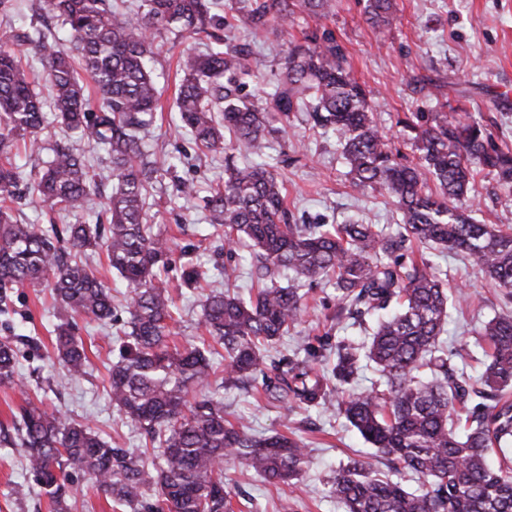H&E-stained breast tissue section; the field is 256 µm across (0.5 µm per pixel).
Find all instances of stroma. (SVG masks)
Wrapping results in <instances>:
<instances>
[{
    "label": "stroma",
    "mask_w": 512,
    "mask_h": 512,
    "mask_svg": "<svg viewBox=\"0 0 512 512\" xmlns=\"http://www.w3.org/2000/svg\"><path fill=\"white\" fill-rule=\"evenodd\" d=\"M226 26L216 33L249 45L264 89L276 83L289 41L319 28L331 31L347 48L354 78L373 93L377 124L390 136L402 161L413 163L411 133L401 121L412 112H431L447 101H460L469 115L480 118L499 147L512 149V0H395L398 22L375 32L365 21V0H335L333 12L313 20L298 12L267 32H254L245 22L240 0H222ZM211 41L169 27L156 39L154 76L161 110L145 131L143 149L152 159H168L173 167L154 184L151 212L155 232L168 238L173 263L168 272L169 292L177 320L174 343H198L207 332L202 323L206 297L224 288L218 273L229 259L222 227L211 224L207 201L212 188L223 182L227 164L243 165L248 158L228 152L202 153L182 127L175 108L180 80L178 58L183 51L204 52ZM41 137L44 152L19 151L14 161L24 169L41 166L47 148L62 138L76 148L92 169L111 178L102 148L85 144L78 134L61 132L48 122ZM342 148L335 133L315 127L309 113L292 112L282 130L268 138L264 160L282 178L287 195L288 220L293 224H341L348 220L394 229L397 214L388 197L352 185ZM192 184V196L179 195L176 186ZM475 218L484 224L512 227V185L487 171L474 172L470 191ZM416 254L447 272L449 288L465 292L464 301L449 311L443 334L448 346L478 350L482 327L493 316L512 311L505 292L485 277L477 264L451 253L416 247ZM205 271L193 288L181 285L186 266ZM300 323L269 349L273 359L300 358L308 344L328 338H346L354 344L367 339L365 329L337 323L336 287L314 285L306 296ZM61 313L48 289L27 287L12 297L8 314L0 315V338L35 336L41 345L19 344L16 387L0 386V512H51L25 469V451L14 446L16 433L11 411L26 397L39 398L52 410L88 423L109 444L142 452L145 436L113 407L108 395V368L118 357L115 326L76 318V334L83 341L89 363L83 378L65 382L61 368L50 358L53 329ZM224 416L243 421L251 435L281 433L303 442L310 464L290 484H270L245 473L240 460L224 462L233 512H278L289 501L292 512H344L330 495V479L348 459L379 465L381 458L349 423L333 410H303L290 403H270L261 385L224 388Z\"/></svg>",
    "instance_id": "1"
}]
</instances>
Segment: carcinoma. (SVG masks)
I'll use <instances>...</instances> for the list:
<instances>
[{"label":"carcinoma","mask_w":512,"mask_h":512,"mask_svg":"<svg viewBox=\"0 0 512 512\" xmlns=\"http://www.w3.org/2000/svg\"><path fill=\"white\" fill-rule=\"evenodd\" d=\"M332 0H252L244 6L254 32L266 31L297 10L329 14ZM219 0H141L133 18L113 10L112 0H43L61 21L70 46L52 28L30 26L0 45V312L26 284L52 290L60 309L105 323L112 319L111 289L96 276L87 254L106 251L113 270L130 288L128 319L118 359L109 370L113 406L137 424L152 444L158 466L146 454L113 447L83 422L27 401L12 412L26 448V467L54 512H65L69 470H78L105 498L132 512H230L224 459L240 458L247 472L286 484L309 464L307 448L281 434L253 436L224 420V396L211 389L217 376L215 345L224 349V382L261 378L264 396L299 407H319L336 393L337 410L377 448L387 471L352 459L333 477L330 493L345 512H512V314L484 325L488 349L476 382L465 370L471 357L440 340L448 309L460 292L444 287V272L413 243L447 248L473 258L512 300V230L480 224L467 203L473 167L512 182V151L499 148L492 131L459 107L414 112L403 124L414 131L418 163L404 164L375 123L370 92L352 76L346 48L316 29L289 42L279 78L261 105L242 90L256 82L250 52L237 45L203 53L186 51L176 93L182 126L204 152L227 147L260 157L273 122L294 111L339 136L355 185L393 200L395 230L376 224H291L283 183L264 163L227 166L209 200L211 223L224 225L228 254L249 250L255 295L228 290L207 296L205 340L170 347L168 282L157 271L171 263L172 246L153 231L148 196L162 170L144 159L141 132L158 106L151 69L157 34L172 24L192 35L219 26ZM366 22L381 31L396 20L393 0H367ZM41 55L47 93L27 73L22 47ZM102 96L87 105L82 74ZM55 122L102 147L112 170V193L101 202L108 223L15 224L9 208L20 186L33 197L74 216L90 210L100 180L84 157L59 142L38 173L12 161L19 140L42 150L45 108ZM230 138H225V135ZM437 191L428 189V180ZM288 278V285L281 284ZM335 280L336 321H372L365 349L344 340L305 348L301 360L268 361L266 350L298 324L302 288ZM335 350L330 374L314 367ZM53 357L71 380L86 374L88 355L70 323L54 328ZM379 374L381 387L351 391L360 362ZM17 346L0 340V386L18 382ZM336 380V387L330 381ZM465 412L463 431L453 415ZM418 487L409 490L401 477ZM155 487V499L145 502Z\"/></svg>","instance_id":"carcinoma-1"}]
</instances>
